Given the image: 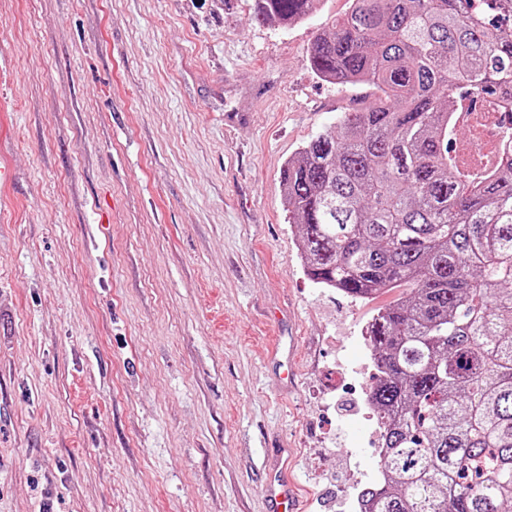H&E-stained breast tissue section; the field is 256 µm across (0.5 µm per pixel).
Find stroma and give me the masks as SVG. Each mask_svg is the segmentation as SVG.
<instances>
[{"label": "stroma", "instance_id": "obj_1", "mask_svg": "<svg viewBox=\"0 0 512 512\" xmlns=\"http://www.w3.org/2000/svg\"><path fill=\"white\" fill-rule=\"evenodd\" d=\"M0 0V512H356L379 454L355 300L303 271L281 173L378 97L308 48L346 0ZM320 0H255L253 19L259 24L277 21L292 25L307 20ZM276 473L265 488L266 512H303L291 479L288 448L280 452Z\"/></svg>", "mask_w": 512, "mask_h": 512}]
</instances>
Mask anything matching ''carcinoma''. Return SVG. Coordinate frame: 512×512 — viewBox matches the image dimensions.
<instances>
[{
    "instance_id": "obj_1",
    "label": "carcinoma",
    "mask_w": 512,
    "mask_h": 512,
    "mask_svg": "<svg viewBox=\"0 0 512 512\" xmlns=\"http://www.w3.org/2000/svg\"><path fill=\"white\" fill-rule=\"evenodd\" d=\"M320 0H255L292 25ZM314 39L323 81L381 96L283 170L305 275L354 299L406 289L366 328L387 479L360 512L512 507V148L487 177L448 164L466 95L512 98V18L485 0H347Z\"/></svg>"
}]
</instances>
